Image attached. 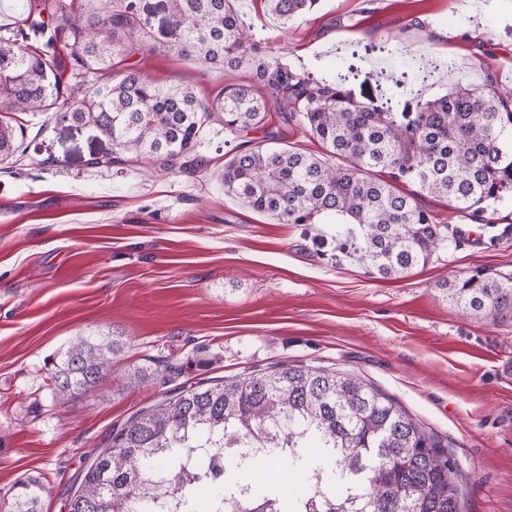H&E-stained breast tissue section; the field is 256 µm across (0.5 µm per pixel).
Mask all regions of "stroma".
I'll return each instance as SVG.
<instances>
[{
    "instance_id": "35a3bbf8",
    "label": "stroma",
    "mask_w": 512,
    "mask_h": 512,
    "mask_svg": "<svg viewBox=\"0 0 512 512\" xmlns=\"http://www.w3.org/2000/svg\"><path fill=\"white\" fill-rule=\"evenodd\" d=\"M241 20L291 67L330 73L356 50L350 87L362 102L395 108L479 87L512 84V0H321L290 23L264 0H236ZM397 37L439 58L419 86L382 78L376 52ZM133 58L206 101L246 71H224L165 50ZM27 150L0 166V502L14 482L39 477L43 512H66L67 495L114 425L166 388L278 363L350 370L397 399L447 445L460 468L462 512H512V320L466 315L438 285L486 267L512 273V204L477 224L425 196L420 204L460 233L404 277L381 279L349 257L331 224H282L225 194L224 164L244 140L209 125L207 169L160 174L134 166L91 168L107 144L49 113H18ZM122 334V361L94 392L52 399L47 366L80 335ZM178 364L169 383L124 385L125 371Z\"/></svg>"
}]
</instances>
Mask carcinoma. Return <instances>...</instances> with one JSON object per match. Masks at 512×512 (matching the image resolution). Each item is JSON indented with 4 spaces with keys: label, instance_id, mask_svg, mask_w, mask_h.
Listing matches in <instances>:
<instances>
[{
    "label": "carcinoma",
    "instance_id": "1",
    "mask_svg": "<svg viewBox=\"0 0 512 512\" xmlns=\"http://www.w3.org/2000/svg\"><path fill=\"white\" fill-rule=\"evenodd\" d=\"M236 0H166L179 32L169 51L229 70L246 83L201 100L189 85H164L131 58L149 44L151 25L128 0L104 13L78 12L64 0H26L21 24L0 32V102L5 112H49L58 126L96 131L111 150L92 168L145 162L190 172L203 130L215 118L239 135L265 126L269 112L319 140L334 165L275 136L246 142L224 164V192L281 224H334L359 234L368 274L389 278L424 265L452 242L448 225L425 210L433 195L481 224L512 202V90L488 80L459 85L414 112L367 105L346 76L298 71L254 40ZM283 23L319 0H266ZM44 39L42 51L24 46ZM68 57L61 66L59 50ZM392 59L416 50L388 39ZM25 152L22 132L0 118V162ZM448 300L479 319H512V274L477 268L440 284ZM124 348L115 334L79 336L50 368L53 400L67 404L93 390ZM262 457H288L310 476L290 494L259 469ZM457 464L392 396L351 371L281 363L233 377L181 386L112 429L69 495L68 512H461ZM4 512H42L45 487L23 477Z\"/></svg>",
    "mask_w": 512,
    "mask_h": 512
}]
</instances>
